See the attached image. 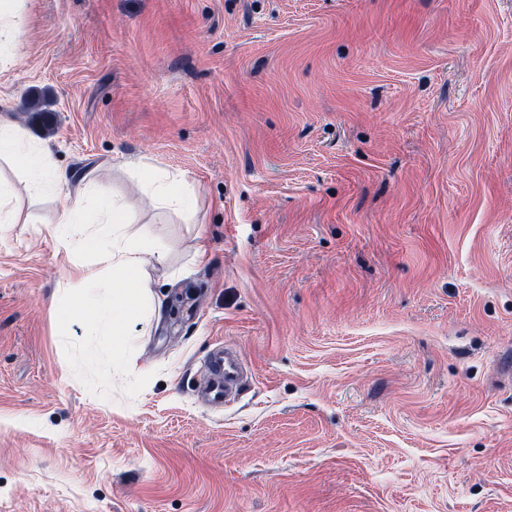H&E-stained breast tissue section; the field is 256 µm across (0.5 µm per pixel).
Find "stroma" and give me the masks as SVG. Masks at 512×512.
Masks as SVG:
<instances>
[{"label": "stroma", "mask_w": 512, "mask_h": 512, "mask_svg": "<svg viewBox=\"0 0 512 512\" xmlns=\"http://www.w3.org/2000/svg\"><path fill=\"white\" fill-rule=\"evenodd\" d=\"M10 42L0 119L152 228L163 309L60 333L93 257L0 160V512H512V0H23ZM145 179L148 185L153 186L156 202L160 207L173 209L186 220L195 223L197 193L194 189L187 187L177 176L148 173ZM16 196L9 184L0 180V224H27ZM244 364L238 356H229L226 351L217 352L210 360L208 371L210 381L207 387V400L212 404L228 402L232 395L245 385Z\"/></svg>", "instance_id": "35a3bbf8"}]
</instances>
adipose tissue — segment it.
<instances>
[{"instance_id":"adipose-tissue-1","label":"adipose tissue","mask_w":512,"mask_h":512,"mask_svg":"<svg viewBox=\"0 0 512 512\" xmlns=\"http://www.w3.org/2000/svg\"><path fill=\"white\" fill-rule=\"evenodd\" d=\"M0 158L10 160L19 169L46 176L53 189L65 183L64 178L50 175L47 153L25 148L1 123ZM145 179L153 187L160 207L195 221L197 193L181 178L149 173ZM82 211L83 196L77 192L56 219L57 238L64 250L94 257L92 263L76 264L69 275L55 306L56 319L63 328L74 321L85 322L89 333L105 332L112 338L113 351L122 352L132 343V326L150 324L162 305L148 282L150 235L142 233L133 241L125 234L124 227L132 218L121 200H102L101 221L95 228L81 222Z\"/></svg>"}]
</instances>
